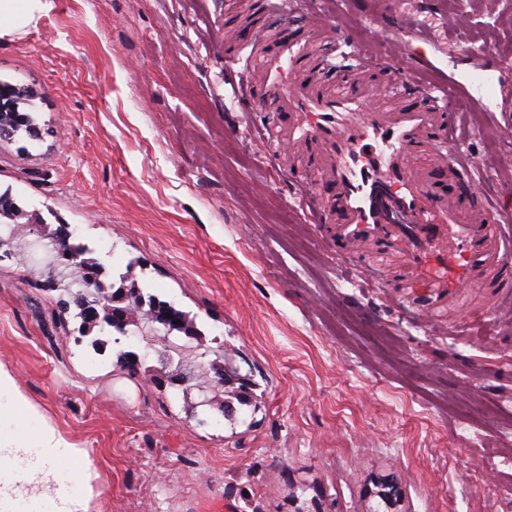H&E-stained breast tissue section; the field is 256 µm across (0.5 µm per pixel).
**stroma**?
I'll return each mask as SVG.
<instances>
[{"label": "stroma", "instance_id": "obj_1", "mask_svg": "<svg viewBox=\"0 0 512 512\" xmlns=\"http://www.w3.org/2000/svg\"><path fill=\"white\" fill-rule=\"evenodd\" d=\"M321 8L396 72L466 84L463 150L512 211V0ZM282 25L260 0H53L0 35V84L27 92L33 126L0 141L24 229L0 259V367L30 428L88 451V512H512V298L487 276L430 320L336 257L224 66ZM62 224L106 292L131 276L199 339L82 335L45 286ZM175 346L202 365L179 386L159 361ZM224 359L253 382L232 417L211 388Z\"/></svg>", "mask_w": 512, "mask_h": 512}]
</instances>
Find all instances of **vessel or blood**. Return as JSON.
Returning a JSON list of instances; mask_svg holds the SVG:
<instances>
[{
    "label": "vessel or blood",
    "mask_w": 512,
    "mask_h": 512,
    "mask_svg": "<svg viewBox=\"0 0 512 512\" xmlns=\"http://www.w3.org/2000/svg\"><path fill=\"white\" fill-rule=\"evenodd\" d=\"M384 67L324 12L289 14L270 52L242 68V92L252 111L277 104L280 120L265 124L263 137L275 155L303 157L287 172L314 222L329 225L337 254L372 248L363 266L370 281L380 283L384 262L396 256L410 289L453 300L491 274L512 297V225L495 206L466 205L440 187L449 179L479 189L450 92L414 78L343 79Z\"/></svg>",
    "instance_id": "1"
}]
</instances>
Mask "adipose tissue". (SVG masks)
I'll list each match as a JSON object with an SVG mask.
<instances>
[{
    "label": "adipose tissue",
    "instance_id": "ef3b65f1",
    "mask_svg": "<svg viewBox=\"0 0 512 512\" xmlns=\"http://www.w3.org/2000/svg\"><path fill=\"white\" fill-rule=\"evenodd\" d=\"M28 412L14 376L0 368V512H20L29 502L45 504L46 512H87L93 495V463L87 451L49 426L18 435ZM73 473L83 491L68 489Z\"/></svg>",
    "mask_w": 512,
    "mask_h": 512
}]
</instances>
